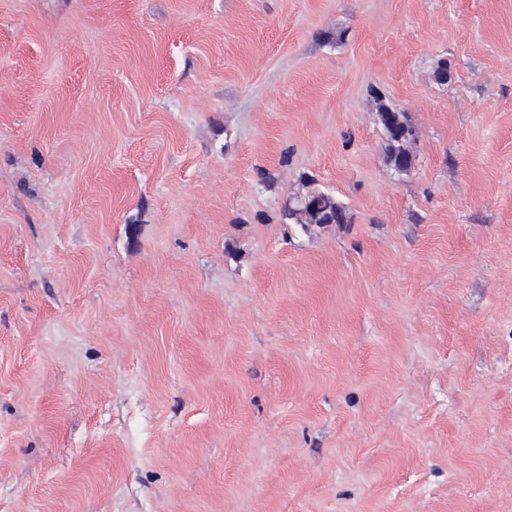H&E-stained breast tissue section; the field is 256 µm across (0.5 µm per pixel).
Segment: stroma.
<instances>
[{"label":"stroma","instance_id":"1","mask_svg":"<svg viewBox=\"0 0 512 512\" xmlns=\"http://www.w3.org/2000/svg\"><path fill=\"white\" fill-rule=\"evenodd\" d=\"M0 512H512V0H0ZM380 114L386 117V123L380 120ZM377 116L385 137V155L388 165L401 162L411 167L414 158L409 145L414 138V129L407 116L386 103L379 104Z\"/></svg>","mask_w":512,"mask_h":512}]
</instances>
